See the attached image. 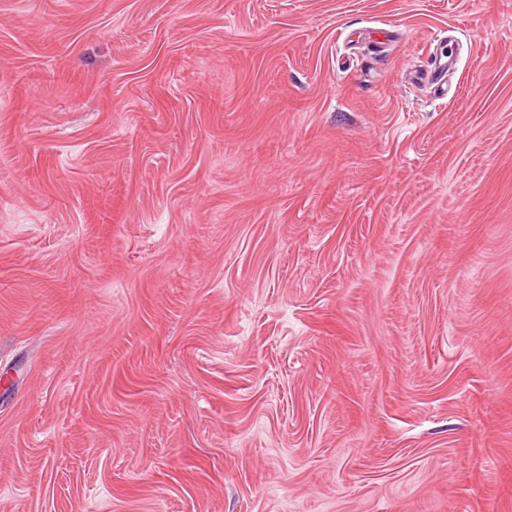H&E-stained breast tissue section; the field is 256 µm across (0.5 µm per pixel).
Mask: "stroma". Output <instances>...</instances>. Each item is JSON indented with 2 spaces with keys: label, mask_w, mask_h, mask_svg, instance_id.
Listing matches in <instances>:
<instances>
[{
  "label": "stroma",
  "mask_w": 512,
  "mask_h": 512,
  "mask_svg": "<svg viewBox=\"0 0 512 512\" xmlns=\"http://www.w3.org/2000/svg\"><path fill=\"white\" fill-rule=\"evenodd\" d=\"M10 370L0 512H512V0H0Z\"/></svg>",
  "instance_id": "obj_1"
}]
</instances>
